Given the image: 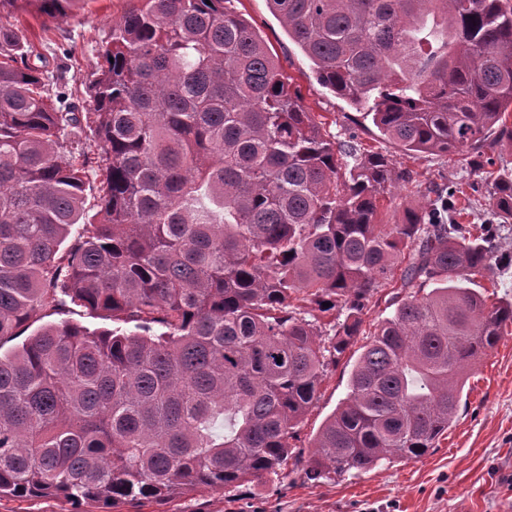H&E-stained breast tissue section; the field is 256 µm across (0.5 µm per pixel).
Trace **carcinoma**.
Returning <instances> with one entry per match:
<instances>
[{"label": "carcinoma", "instance_id": "carcinoma-1", "mask_svg": "<svg viewBox=\"0 0 512 512\" xmlns=\"http://www.w3.org/2000/svg\"><path fill=\"white\" fill-rule=\"evenodd\" d=\"M85 2L0 0V342L76 308L118 327L65 318L0 355V496L86 512L279 474L326 355L352 345L406 249V295L355 362L308 475L437 447L468 368L512 324V302L472 288L497 274L512 168L479 225L456 220L452 184L380 223L409 172L323 131L229 0H129L80 112L10 18ZM267 2L318 81L404 152L481 158L494 130L512 143V0ZM294 294L318 314L291 309Z\"/></svg>", "mask_w": 512, "mask_h": 512}]
</instances>
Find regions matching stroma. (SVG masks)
I'll return each instance as SVG.
<instances>
[{
    "mask_svg": "<svg viewBox=\"0 0 512 512\" xmlns=\"http://www.w3.org/2000/svg\"><path fill=\"white\" fill-rule=\"evenodd\" d=\"M128 6V0H88L64 21L46 23L28 14L20 20L30 27L37 51L71 49L63 76L70 88L81 90L98 67L95 45L107 39ZM230 7L253 25L327 132L387 154L410 171L411 183L396 185L381 200L383 223H399L405 208L428 202L430 188L451 183L465 188L458 201L467 210L462 223H481L487 208L485 172L474 159L401 152L362 110L317 82L311 61L289 39L267 0H231ZM393 272L366 302L361 335L328 365L279 475L226 491H192L165 504H122L118 512H512V325L471 371L458 415L437 448L416 460L385 459L366 471L330 473L316 481L305 475L317 432L348 393L355 360L393 310L402 269Z\"/></svg>",
    "mask_w": 512,
    "mask_h": 512,
    "instance_id": "1",
    "label": "stroma"
}]
</instances>
